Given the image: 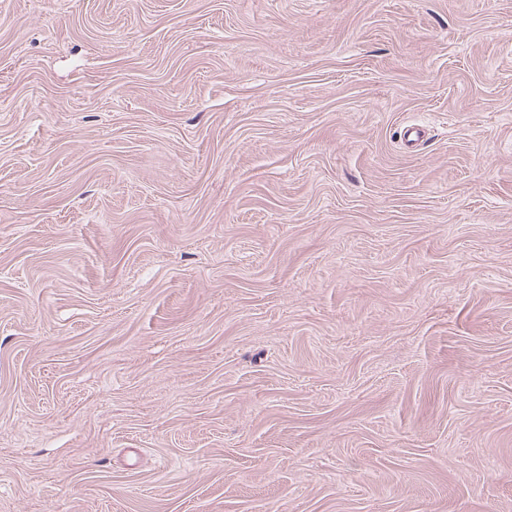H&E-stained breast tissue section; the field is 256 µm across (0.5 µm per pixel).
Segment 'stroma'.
<instances>
[{"label": "stroma", "instance_id": "stroma-1", "mask_svg": "<svg viewBox=\"0 0 512 512\" xmlns=\"http://www.w3.org/2000/svg\"><path fill=\"white\" fill-rule=\"evenodd\" d=\"M0 512H512V0H0Z\"/></svg>", "mask_w": 512, "mask_h": 512}]
</instances>
